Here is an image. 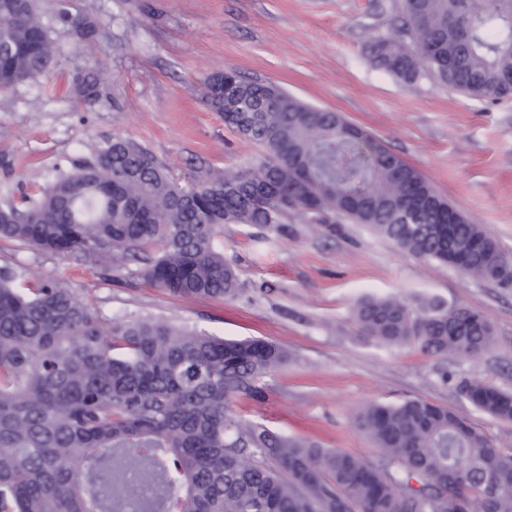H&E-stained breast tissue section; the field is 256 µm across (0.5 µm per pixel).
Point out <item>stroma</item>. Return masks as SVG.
I'll list each match as a JSON object with an SVG mask.
<instances>
[{
	"mask_svg": "<svg viewBox=\"0 0 512 512\" xmlns=\"http://www.w3.org/2000/svg\"><path fill=\"white\" fill-rule=\"evenodd\" d=\"M402 0H68L97 30L81 38L39 12L56 52L47 73L0 92V208L36 202L42 189L95 159L113 136L146 148L183 180L258 163L263 152L224 125L205 80L236 72L342 114L417 169L432 189L512 255V98L466 96L422 72L405 83L377 67L371 45L404 39ZM100 78L83 104L72 88ZM334 233L297 217L280 228L228 224L224 258L242 291L186 301L128 275L101 278L92 262L0 241V267L18 288L51 279L74 288L100 316L160 318L232 339L285 347L288 364L266 379L264 402L240 413L273 431L371 461L357 430L368 401L420 398L466 415L494 447L512 448V423L475 410L456 392L475 377L512 391V288L426 261L362 224L337 218ZM415 303L437 298L482 313L495 344L477 358L439 360L415 345L387 347L353 319L362 295Z\"/></svg>",
	"mask_w": 512,
	"mask_h": 512,
	"instance_id": "obj_1",
	"label": "stroma"
}]
</instances>
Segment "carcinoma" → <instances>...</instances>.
<instances>
[{
	"instance_id": "carcinoma-1",
	"label": "carcinoma",
	"mask_w": 512,
	"mask_h": 512,
	"mask_svg": "<svg viewBox=\"0 0 512 512\" xmlns=\"http://www.w3.org/2000/svg\"><path fill=\"white\" fill-rule=\"evenodd\" d=\"M81 37L94 24L56 0ZM412 46L382 37L373 61L405 82L422 69L469 97L512 96V0H403ZM54 47L37 0H0V91L45 73ZM99 76L75 86L95 100ZM206 104L260 145L256 166L203 182L169 174L116 136L96 160L22 208L0 210V240L94 259L185 300L240 291L224 260L226 224L279 226L341 215L424 260L512 288V257L439 198L366 129L235 72L206 80ZM0 269V512H512V449L422 399L372 401L355 426L382 462L322 448L243 419L239 399L288 352L153 318L108 321L46 279L22 293ZM380 343L478 357L493 329L480 313L427 299L365 297L353 310ZM461 398L512 422V392L477 378Z\"/></svg>"
}]
</instances>
